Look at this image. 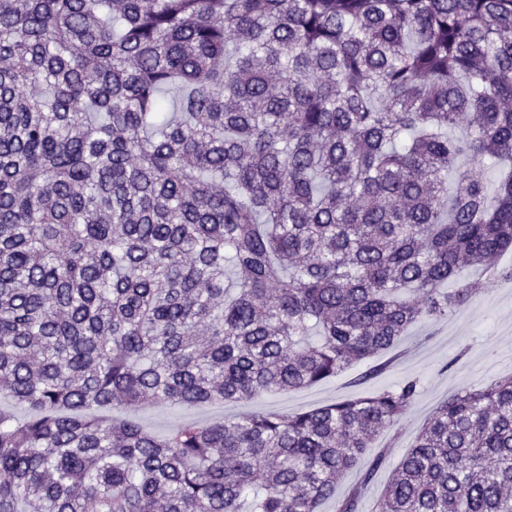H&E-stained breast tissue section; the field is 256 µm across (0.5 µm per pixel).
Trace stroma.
<instances>
[{
	"mask_svg": "<svg viewBox=\"0 0 512 512\" xmlns=\"http://www.w3.org/2000/svg\"><path fill=\"white\" fill-rule=\"evenodd\" d=\"M380 360L386 369L375 378H366L367 367L361 364L326 383L289 394L265 395L248 403L174 409L129 406L124 413L162 433L183 420L209 421L264 410H308L406 379H420L422 392L410 412L375 442L382 464L374 479L363 482L361 471L356 470L336 489L341 496L351 487H360L359 512H375L390 475L434 408L460 388H479L512 374V280H492L483 294L447 321L412 326Z\"/></svg>",
	"mask_w": 512,
	"mask_h": 512,
	"instance_id": "35a3bbf8",
	"label": "stroma"
}]
</instances>
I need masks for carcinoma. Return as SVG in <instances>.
Listing matches in <instances>:
<instances>
[{"mask_svg": "<svg viewBox=\"0 0 512 512\" xmlns=\"http://www.w3.org/2000/svg\"><path fill=\"white\" fill-rule=\"evenodd\" d=\"M511 250L512 0H0V512H358L417 378L96 410L320 384ZM377 508L512 512V376L437 406Z\"/></svg>", "mask_w": 512, "mask_h": 512, "instance_id": "obj_1", "label": "carcinoma"}]
</instances>
